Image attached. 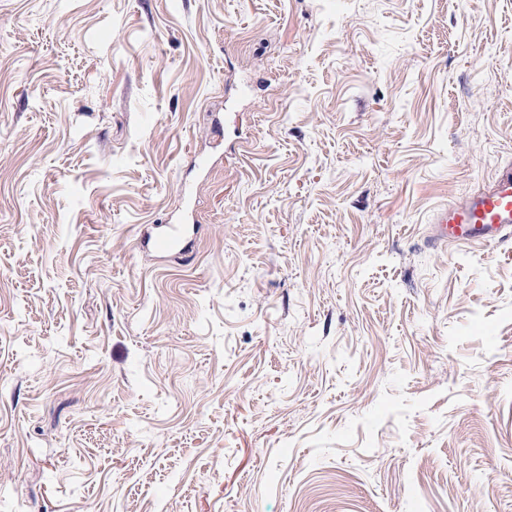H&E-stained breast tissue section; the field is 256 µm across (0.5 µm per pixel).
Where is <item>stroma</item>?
<instances>
[{
  "label": "stroma",
  "instance_id": "1",
  "mask_svg": "<svg viewBox=\"0 0 512 512\" xmlns=\"http://www.w3.org/2000/svg\"><path fill=\"white\" fill-rule=\"evenodd\" d=\"M508 163L512 0H0V512H512ZM428 233L430 244L448 248L511 242L512 165L500 168L487 187L439 209ZM142 240L158 252L171 251L182 244L179 228L175 224H151L143 233Z\"/></svg>",
  "mask_w": 512,
  "mask_h": 512
}]
</instances>
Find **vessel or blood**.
Segmentation results:
<instances>
[{
	"label": "vessel or blood",
	"instance_id": "1",
	"mask_svg": "<svg viewBox=\"0 0 512 512\" xmlns=\"http://www.w3.org/2000/svg\"><path fill=\"white\" fill-rule=\"evenodd\" d=\"M429 242L441 247L512 241V165L500 168L485 188L464 194L439 209L428 228ZM142 240L159 252L181 244L174 224H152Z\"/></svg>",
	"mask_w": 512,
	"mask_h": 512
}]
</instances>
